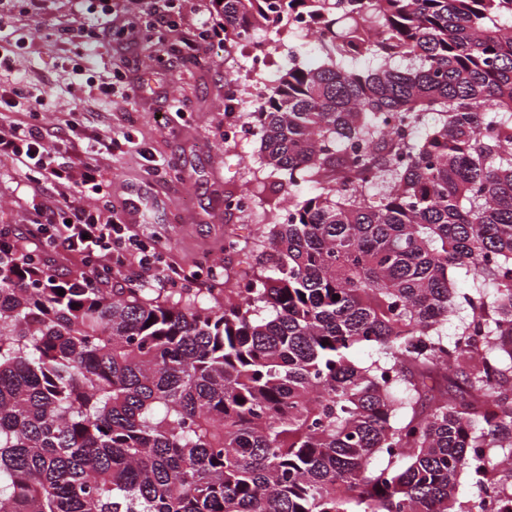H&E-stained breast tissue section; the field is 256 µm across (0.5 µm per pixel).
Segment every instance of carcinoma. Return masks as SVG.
<instances>
[{
    "instance_id": "carcinoma-1",
    "label": "carcinoma",
    "mask_w": 512,
    "mask_h": 512,
    "mask_svg": "<svg viewBox=\"0 0 512 512\" xmlns=\"http://www.w3.org/2000/svg\"><path fill=\"white\" fill-rule=\"evenodd\" d=\"M217 8L317 39L251 113L288 213L227 248L273 259L157 293L1 238L0 512H512V0Z\"/></svg>"
}]
</instances>
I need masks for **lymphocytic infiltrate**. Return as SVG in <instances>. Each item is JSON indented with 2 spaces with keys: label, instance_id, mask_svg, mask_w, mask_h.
<instances>
[{
  "label": "lymphocytic infiltrate",
  "instance_id": "1",
  "mask_svg": "<svg viewBox=\"0 0 512 512\" xmlns=\"http://www.w3.org/2000/svg\"><path fill=\"white\" fill-rule=\"evenodd\" d=\"M0 156L26 160L38 173L53 181L72 182L73 191L64 197L65 223H35L26 232L41 249L79 255L83 270L79 277L103 286L112 278V260L128 249H136L138 265L148 279L170 282V266L156 247L145 246L119 214L128 201L114 197L111 184L97 180L93 166H85L80 178L65 167L53 166L49 144L41 126L20 121L8 134L0 135Z\"/></svg>",
  "mask_w": 512,
  "mask_h": 512
}]
</instances>
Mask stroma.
<instances>
[{"label": "stroma", "instance_id": "1", "mask_svg": "<svg viewBox=\"0 0 512 512\" xmlns=\"http://www.w3.org/2000/svg\"><path fill=\"white\" fill-rule=\"evenodd\" d=\"M112 31L98 44L84 46L70 29L95 27L86 0H11L0 6V47L9 50V65L0 67V93L18 89L44 98L48 107L37 121L56 138L54 163L80 169L95 157L103 181L114 194L142 196L133 231L158 243L169 263L193 278L196 288L209 287L200 275L203 259L225 271L238 268L227 251V237L259 234L255 215L228 209L227 195L263 191L283 202L271 182L263 181L260 140L248 115L257 110L278 69L287 65L297 35L260 33L265 55L251 49L224 51L217 32L214 0H184L187 27L207 25L215 33L196 56H179V32L151 24L135 0H112ZM304 46V45H301ZM300 62L314 61V45L304 46ZM85 61V74L75 65ZM234 75L238 87L237 132L227 135L224 78ZM138 84L137 97L126 98L125 86ZM111 86L104 96L102 86ZM107 140L111 150L97 147ZM68 184L46 180L11 157H0V224L25 228L53 220Z\"/></svg>", "mask_w": 512, "mask_h": 512}]
</instances>
